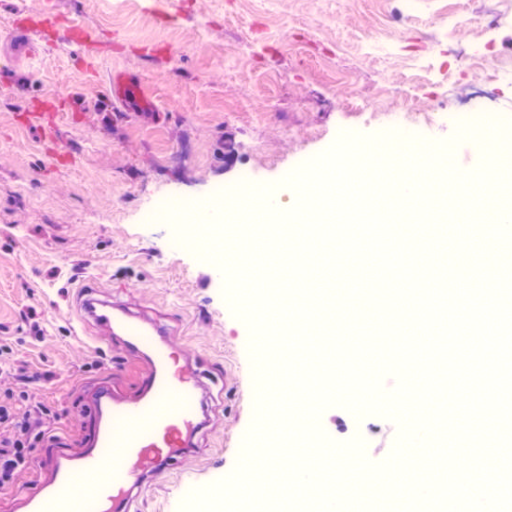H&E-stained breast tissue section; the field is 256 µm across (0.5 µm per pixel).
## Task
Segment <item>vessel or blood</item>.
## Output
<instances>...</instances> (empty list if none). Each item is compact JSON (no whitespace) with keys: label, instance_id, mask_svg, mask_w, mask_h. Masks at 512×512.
<instances>
[{"label":"vessel or blood","instance_id":"b4317fda","mask_svg":"<svg viewBox=\"0 0 512 512\" xmlns=\"http://www.w3.org/2000/svg\"><path fill=\"white\" fill-rule=\"evenodd\" d=\"M82 307L93 319L110 320L128 348L149 352L151 368L141 376L134 398L98 393V430L81 456L41 457L52 481L25 496L29 512H131L133 491L192 447L204 423L194 406L198 377L184 352L155 341L139 322L118 314L106 317L94 295H87Z\"/></svg>","mask_w":512,"mask_h":512}]
</instances>
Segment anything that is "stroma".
Wrapping results in <instances>:
<instances>
[{
    "label": "stroma",
    "instance_id": "stroma-1",
    "mask_svg": "<svg viewBox=\"0 0 512 512\" xmlns=\"http://www.w3.org/2000/svg\"><path fill=\"white\" fill-rule=\"evenodd\" d=\"M30 30L43 51L12 41ZM512 0H0V350L36 381L58 419L33 451L79 455L99 386L134 396L149 364L82 319L79 290L146 310L183 348L212 406L197 446L133 503L188 512L246 455L262 391L254 335L235 309L224 261L192 206L214 184L275 189L287 207L300 159L337 132L385 145L420 126L455 176L512 155ZM143 99L115 97V76ZM500 113L503 132L464 138L460 108ZM326 439L370 442L383 464L400 424L341 405Z\"/></svg>",
    "mask_w": 512,
    "mask_h": 512
}]
</instances>
